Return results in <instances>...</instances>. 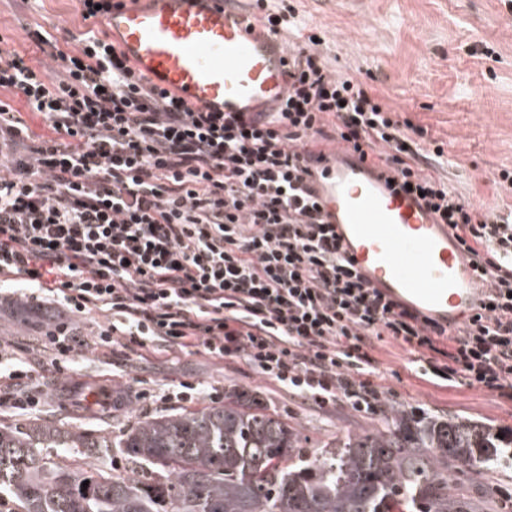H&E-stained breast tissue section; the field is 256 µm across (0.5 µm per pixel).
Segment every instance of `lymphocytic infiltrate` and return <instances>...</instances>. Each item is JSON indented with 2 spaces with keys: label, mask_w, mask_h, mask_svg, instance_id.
<instances>
[{
  "label": "lymphocytic infiltrate",
  "mask_w": 512,
  "mask_h": 512,
  "mask_svg": "<svg viewBox=\"0 0 512 512\" xmlns=\"http://www.w3.org/2000/svg\"><path fill=\"white\" fill-rule=\"evenodd\" d=\"M290 47L271 111L223 112L159 88L113 41L87 30L58 70L0 49V307L38 314L49 362L7 361L0 409L34 410L30 382L72 369L85 344L160 347L244 360L318 409L381 410L375 343L406 347L436 378L512 396V211L482 210L425 172V128L375 88L333 73L294 6L255 0ZM48 132L32 137L27 115ZM324 141L371 157L448 225L485 291L455 331L372 288L344 256L315 186ZM104 313L91 341L79 324Z\"/></svg>",
  "instance_id": "lymphocytic-infiltrate-1"
}]
</instances>
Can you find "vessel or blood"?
I'll return each mask as SVG.
<instances>
[{
  "mask_svg": "<svg viewBox=\"0 0 512 512\" xmlns=\"http://www.w3.org/2000/svg\"><path fill=\"white\" fill-rule=\"evenodd\" d=\"M103 23L138 69L184 100L265 112L286 94L288 52L231 0L122 5ZM317 186L348 257L372 286L453 326L472 312L479 277L422 201L388 187L379 165L347 147Z\"/></svg>",
  "mask_w": 512,
  "mask_h": 512,
  "instance_id": "obj_1",
  "label": "vessel or blood"
}]
</instances>
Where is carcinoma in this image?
Here are the masks:
<instances>
[{
    "mask_svg": "<svg viewBox=\"0 0 512 512\" xmlns=\"http://www.w3.org/2000/svg\"><path fill=\"white\" fill-rule=\"evenodd\" d=\"M383 413L380 426L312 450L237 391L117 438L0 424V492L19 512H483L479 479L503 465L512 432L398 405ZM112 449L137 477L110 472Z\"/></svg>",
    "mask_w": 512,
    "mask_h": 512,
    "instance_id": "carcinoma-1",
    "label": "carcinoma"
}]
</instances>
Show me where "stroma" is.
<instances>
[{
	"instance_id": "obj_1",
	"label": "stroma",
	"mask_w": 512,
	"mask_h": 512,
	"mask_svg": "<svg viewBox=\"0 0 512 512\" xmlns=\"http://www.w3.org/2000/svg\"><path fill=\"white\" fill-rule=\"evenodd\" d=\"M314 27L330 66L373 86L395 111L427 131L426 149L442 144L438 169L455 190L482 208L512 206V190L497 189L512 171V7L504 0H290ZM44 27L60 47L89 29L80 0H0V40L38 60L32 33ZM380 382L391 403L432 416H458L512 430V400L467 386L438 385L411 374L401 345H378ZM247 393L259 407L296 425L310 443L328 442L380 425L347 405L318 412L253 372L244 361L217 362L200 353L86 351L73 371L46 386L32 419L92 436H112L148 416L201 409L203 401L173 400L179 383ZM107 389L108 407L83 402L88 388Z\"/></svg>"
}]
</instances>
